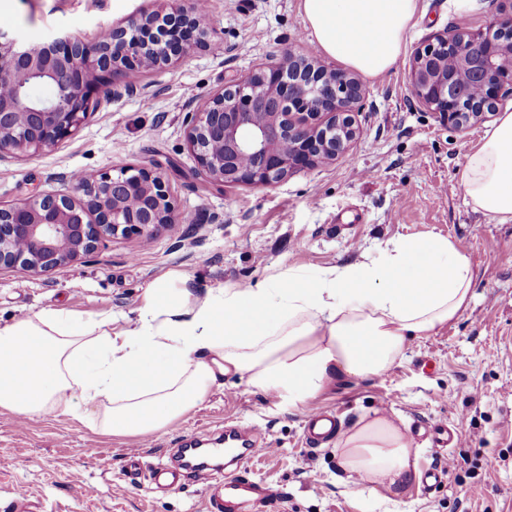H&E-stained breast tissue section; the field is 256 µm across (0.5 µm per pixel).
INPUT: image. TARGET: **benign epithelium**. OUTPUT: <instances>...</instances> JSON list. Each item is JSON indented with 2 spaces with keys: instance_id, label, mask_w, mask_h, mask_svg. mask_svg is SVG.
<instances>
[{
  "instance_id": "7a95c632",
  "label": "benign epithelium",
  "mask_w": 512,
  "mask_h": 512,
  "mask_svg": "<svg viewBox=\"0 0 512 512\" xmlns=\"http://www.w3.org/2000/svg\"><path fill=\"white\" fill-rule=\"evenodd\" d=\"M205 13L170 0V12L144 13L88 43L69 34L29 44L0 29V160L46 152L78 130L105 73L133 92L143 68L194 48ZM412 95L454 127L487 118L512 97V11L475 31L447 30L415 49ZM365 96L359 77L282 51L235 78L185 116L186 139L205 179L224 186L271 187L336 158L356 137L353 110ZM176 223L161 175L127 168L113 176H73L61 190L0 204V268L40 275L90 257L101 240L133 243Z\"/></svg>"
}]
</instances>
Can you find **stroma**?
I'll use <instances>...</instances> for the list:
<instances>
[{
	"label": "stroma",
	"mask_w": 512,
	"mask_h": 512,
	"mask_svg": "<svg viewBox=\"0 0 512 512\" xmlns=\"http://www.w3.org/2000/svg\"><path fill=\"white\" fill-rule=\"evenodd\" d=\"M422 17L397 64L363 78L358 133L336 160L295 173L269 188L220 186L199 175L186 142L184 117L198 100L229 80L254 72L285 49L320 60L298 0H209L204 33L186 57L144 71L142 89L116 96L102 82L91 113L69 139L43 154L0 160V203L61 189L76 171L118 173L124 167L160 172L176 213L191 216L138 245L100 244L85 261L36 276L0 269V326L47 308L80 316H134L146 284L164 274L189 277L194 292L252 284L273 269L311 270L362 260L386 241L442 235L470 256L474 299L437 336L413 343L386 376L327 389L300 406L242 384L215 389L151 440L98 435L57 416L18 426L0 411V512L12 496L28 495L45 512H202L206 489L185 478L176 491L153 490L150 473L169 462L183 439L206 441L227 424L260 427L266 452L236 472L282 493L275 504L242 512H512V223L472 212L460 187L465 157L483 134L478 122L460 130L413 98L408 84L414 49L446 29L476 30L512 0H420ZM163 0H0V16L30 42L52 33L93 41ZM342 412L346 426L379 410L401 418L412 435L417 467H443L444 480L403 496L348 481L336 443L312 449L303 423L315 408ZM459 428L452 448L433 447L430 427ZM137 459L142 476L128 477ZM455 469H448V462Z\"/></svg>",
	"instance_id": "1"
}]
</instances>
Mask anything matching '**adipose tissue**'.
<instances>
[{"instance_id": "adipose-tissue-1", "label": "adipose tissue", "mask_w": 512, "mask_h": 512, "mask_svg": "<svg viewBox=\"0 0 512 512\" xmlns=\"http://www.w3.org/2000/svg\"><path fill=\"white\" fill-rule=\"evenodd\" d=\"M419 0H299L318 48L368 77L403 53ZM473 212L512 222V105L466 156ZM469 256L448 238H397L345 265L280 270L249 285L194 294L168 275L135 316L42 310L0 327V410L64 415L112 437H149L236 379L291 405L351 379L385 376L411 344L455 320L473 298ZM348 478L400 490L416 474L393 419L363 416L336 440Z\"/></svg>"}]
</instances>
